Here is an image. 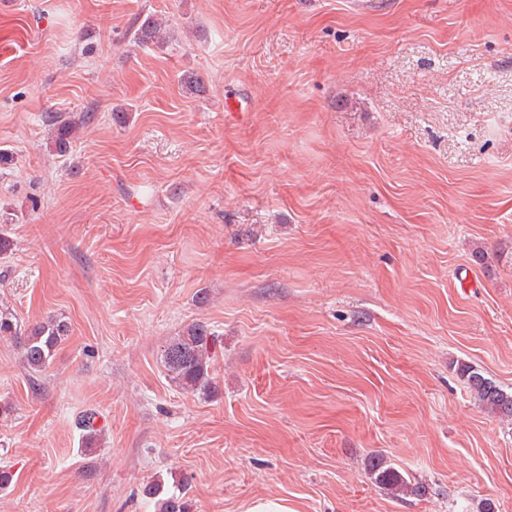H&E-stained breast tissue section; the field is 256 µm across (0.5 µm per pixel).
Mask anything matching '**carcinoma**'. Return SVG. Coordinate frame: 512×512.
Here are the masks:
<instances>
[{"label": "carcinoma", "mask_w": 512, "mask_h": 512, "mask_svg": "<svg viewBox=\"0 0 512 512\" xmlns=\"http://www.w3.org/2000/svg\"><path fill=\"white\" fill-rule=\"evenodd\" d=\"M133 39L142 45L159 46L166 43V34L158 19L148 15L134 30ZM84 123L85 118L82 116L56 117L53 121L52 151L59 156L67 154ZM67 332L66 324L52 317L22 331L13 321L12 314L0 312V336L14 338L19 344L24 362L34 372H40L48 365ZM217 342L218 336L209 324L199 321L186 326L161 350L162 363L169 379L187 391H211V362L216 354ZM460 374L471 394L489 413L512 419V392L504 390L471 366H462ZM94 421L93 412L85 414L79 421V427L84 431L85 444L90 446L95 445L100 435ZM371 472L375 482L393 494L408 490L417 496L421 495L420 488L409 486L404 476L391 466L377 462L371 465ZM144 494L158 499L159 512H190L189 500L184 491L169 493L164 491L161 483L153 482L144 487Z\"/></svg>", "instance_id": "obj_1"}]
</instances>
